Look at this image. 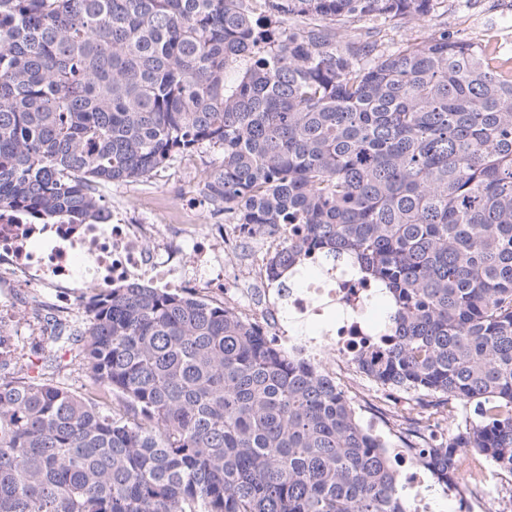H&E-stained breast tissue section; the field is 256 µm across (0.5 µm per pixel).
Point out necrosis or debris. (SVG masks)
<instances>
[{"label": "necrosis or debris", "mask_w": 512, "mask_h": 512, "mask_svg": "<svg viewBox=\"0 0 512 512\" xmlns=\"http://www.w3.org/2000/svg\"><path fill=\"white\" fill-rule=\"evenodd\" d=\"M287 228L268 232L237 224H126L103 208L94 224H29L17 210L0 212V318L14 289H51L57 323L85 305L92 288L144 282L155 288H195L255 325L289 355L314 362L357 403L365 428L408 461L412 451L393 440L386 418L370 408L357 382L353 355L382 338L374 316L382 289L351 269L322 265L296 272L279 287L266 276L269 256L281 252Z\"/></svg>", "instance_id": "obj_1"}]
</instances>
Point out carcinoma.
I'll return each mask as SVG.
<instances>
[{
	"instance_id": "carcinoma-1",
	"label": "carcinoma",
	"mask_w": 512,
	"mask_h": 512,
	"mask_svg": "<svg viewBox=\"0 0 512 512\" xmlns=\"http://www.w3.org/2000/svg\"><path fill=\"white\" fill-rule=\"evenodd\" d=\"M436 5L0 0V210L93 224L98 186L219 151L207 199L295 227L270 279L313 254L382 286L383 351L354 360L414 400L416 461L445 484L471 450L512 474V56L344 34ZM86 316L34 375L0 335V512H404L348 397L223 307L128 283ZM441 405L437 442L414 424ZM60 382L67 388L75 392H85L88 387V378L85 369L77 358L68 366L59 377Z\"/></svg>"
}]
</instances>
